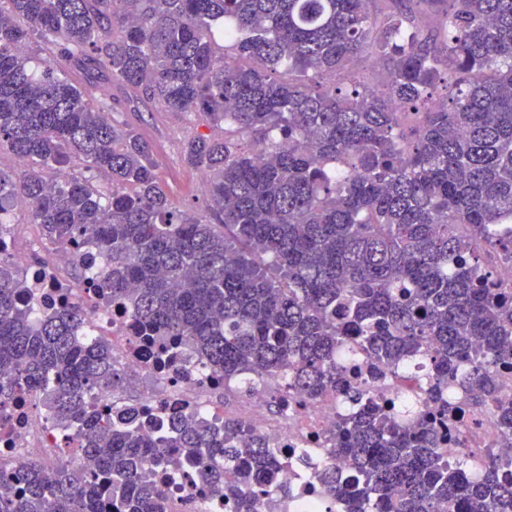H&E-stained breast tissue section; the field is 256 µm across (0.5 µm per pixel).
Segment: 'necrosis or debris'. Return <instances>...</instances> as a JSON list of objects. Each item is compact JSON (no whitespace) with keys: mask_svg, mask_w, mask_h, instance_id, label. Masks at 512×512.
<instances>
[{"mask_svg":"<svg viewBox=\"0 0 512 512\" xmlns=\"http://www.w3.org/2000/svg\"><path fill=\"white\" fill-rule=\"evenodd\" d=\"M49 258H42V251ZM0 258L12 261L26 276L30 290L27 301L35 314L58 309L82 310L85 314L83 335L91 341H103L112 347V362L127 376H137L145 386L136 400H128L112 390L95 393L96 403L104 408H116L136 403L151 411L153 419L144 431L155 436L168 430L172 419L192 415L223 427L225 420L234 419L259 436L268 447L297 454L311 449L325 469L350 470L348 459L336 457V427L345 406L335 393L328 392L317 399L292 396L287 405L277 400L285 387L278 376H267L255 389L240 396L235 403L224 401V379L213 374L203 360L194 357L169 362L157 343L146 342L141 329L128 314L112 310L98 297L96 289L74 275L84 263L82 252L72 248L47 249L43 241L29 244L0 230ZM424 365L398 368L396 373L382 372L365 377L363 386L369 397L386 403L409 392L414 379L422 377ZM500 392L490 400L471 409L461 428V444L473 452L493 450L504 458H512V444L501 438L496 422L498 401L512 400V370L499 373ZM78 437L61 442L58 432L40 412L34 395L23 391L8 402V416L0 420V460L9 469L17 470L33 459L47 469H54L60 460L88 467L89 462L78 447ZM281 481L290 487L291 500L278 495L261 498V512H342L321 491L316 482L304 477L296 468H284ZM168 512H189L190 503L202 502L204 512H225L222 496L204 490L192 471H185L172 482Z\"/></svg>","mask_w":512,"mask_h":512,"instance_id":"1","label":"necrosis or debris"}]
</instances>
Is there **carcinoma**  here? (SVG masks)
<instances>
[{"label":"carcinoma","mask_w":512,"mask_h":512,"mask_svg":"<svg viewBox=\"0 0 512 512\" xmlns=\"http://www.w3.org/2000/svg\"><path fill=\"white\" fill-rule=\"evenodd\" d=\"M372 2L0 0V150L26 165L0 169V225L22 198L47 243L96 247L91 287L241 393L263 373L336 392L334 451L357 473L298 461L347 512H512V461L447 458L448 417L380 405L338 363L346 347L421 360L426 399L455 385L474 405L512 368V291L487 262L512 255V0ZM101 83L221 130L180 145L207 215L172 201ZM27 290L0 259V377L37 392L97 471L0 467V512H165L149 462L196 466L233 512L277 485L286 459L238 422L182 418L155 439L138 407L99 409L121 381L110 346L72 310L34 314ZM497 416L511 441L512 401Z\"/></svg>","instance_id":"obj_1"}]
</instances>
